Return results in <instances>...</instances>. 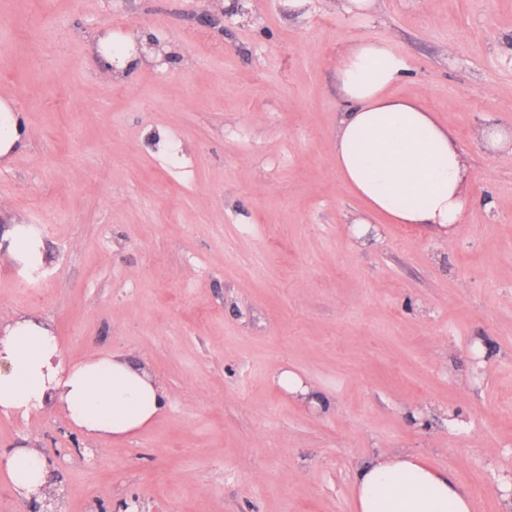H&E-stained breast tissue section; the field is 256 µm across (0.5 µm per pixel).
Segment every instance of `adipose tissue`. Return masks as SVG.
<instances>
[{"label": "adipose tissue", "mask_w": 512, "mask_h": 512, "mask_svg": "<svg viewBox=\"0 0 512 512\" xmlns=\"http://www.w3.org/2000/svg\"><path fill=\"white\" fill-rule=\"evenodd\" d=\"M407 70L384 41L361 39L342 53L336 80L348 110L336 128V171L369 213L447 230L462 220L469 170L432 112L389 94ZM0 361V411L56 406L90 436L126 440L165 405L162 386L126 356L100 353L65 363L53 330L31 316H16L0 330ZM0 470L26 498L52 485L48 460L30 448L1 457ZM353 493L355 512H472L468 491L452 474L408 452L364 459Z\"/></svg>", "instance_id": "adipose-tissue-1"}]
</instances>
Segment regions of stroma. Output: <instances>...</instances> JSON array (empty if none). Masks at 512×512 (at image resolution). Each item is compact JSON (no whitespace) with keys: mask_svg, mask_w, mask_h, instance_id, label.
<instances>
[{"mask_svg":"<svg viewBox=\"0 0 512 512\" xmlns=\"http://www.w3.org/2000/svg\"><path fill=\"white\" fill-rule=\"evenodd\" d=\"M0 0V96L28 129L0 161V324L46 320L64 361L117 353L162 385L154 424L89 437L0 412V457L48 459L60 512H354L356 465L416 453L502 512L512 475V0ZM211 22H203V15ZM111 36L131 63L103 70ZM407 63L395 95L470 168L446 235L372 219L336 174V62ZM284 369L324 396L299 404ZM4 237L10 240L9 255L11 258L27 260L35 255L42 260L43 255L33 250L31 233L28 228L21 224H13L4 231Z\"/></svg>","mask_w":512,"mask_h":512,"instance_id":"35a3bbf8","label":"stroma"}]
</instances>
